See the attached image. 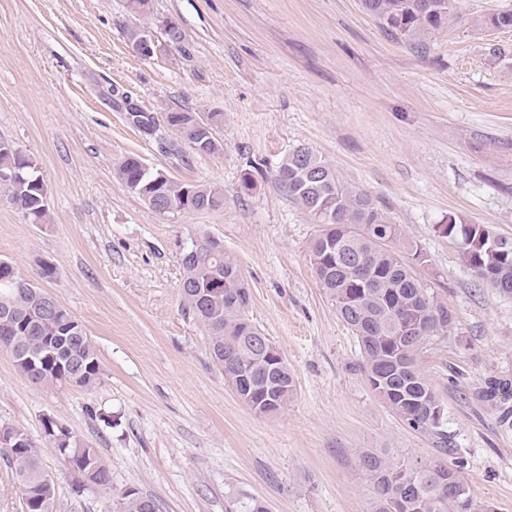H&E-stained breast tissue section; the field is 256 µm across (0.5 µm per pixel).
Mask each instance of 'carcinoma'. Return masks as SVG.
<instances>
[{
	"label": "carcinoma",
	"instance_id": "1",
	"mask_svg": "<svg viewBox=\"0 0 512 512\" xmlns=\"http://www.w3.org/2000/svg\"><path fill=\"white\" fill-rule=\"evenodd\" d=\"M460 2L363 0V6L392 34L417 42L457 18ZM480 24L486 29H511L512 11L491 12ZM148 118L152 125L164 121L198 152L217 151L214 132L224 125L222 112L211 113L206 128L198 124L195 112H167L161 119L150 114ZM117 174L154 210L159 200L168 213L224 206L220 189L174 181L162 170L145 169L136 156L121 160ZM275 181L320 225L308 245L309 261L336 311L355 332L371 390L405 425L436 438L441 454L450 455L444 424H436L432 417L440 400L421 368L420 352L430 338L448 331L452 316L430 296L404 259L408 254L416 262H425L422 249L390 220L379 202L340 178L336 169L305 146L296 147L281 161ZM0 186L32 223H43L46 187L33 162L2 139ZM454 228L465 267L487 286L512 296V239H484L473 225L461 221ZM182 268L183 300L207 327L209 349L226 345L234 350L225 372L247 384L248 389L240 390L244 404L260 413L284 409L294 397L295 380L289 370L267 360L255 340L262 332L248 317L246 284L233 294L224 293L218 301L203 303L196 298L197 289L207 285L216 269L226 276L239 272L234 257L192 244L183 255ZM55 302V297L16 271L0 272V308L15 311L9 333H0V348L30 356L34 364L16 367L38 384L90 388L101 373L95 348L84 326ZM44 430L58 450L73 458L76 488L97 489L106 500L105 512H145L146 497L137 492L116 502L111 499L112 477L94 448L86 444L75 450L77 436H68L66 428L51 419L45 421ZM8 462L21 486L26 512H52L55 486L47 479L33 442L23 440L8 455ZM360 464L371 480L366 512H484L485 502L471 494L459 471L443 463L417 466L370 452L360 457ZM229 512H268V508L256 498L236 497Z\"/></svg>",
	"mask_w": 512,
	"mask_h": 512
}]
</instances>
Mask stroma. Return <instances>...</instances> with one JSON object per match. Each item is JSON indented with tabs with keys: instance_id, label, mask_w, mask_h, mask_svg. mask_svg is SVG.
I'll list each match as a JSON object with an SVG mask.
<instances>
[{
	"instance_id": "stroma-1",
	"label": "stroma",
	"mask_w": 512,
	"mask_h": 512,
	"mask_svg": "<svg viewBox=\"0 0 512 512\" xmlns=\"http://www.w3.org/2000/svg\"><path fill=\"white\" fill-rule=\"evenodd\" d=\"M512 0H461L460 17L418 45L388 36L362 0H0V138L47 188L44 223L0 189V261L85 327L97 384L46 388L0 350V428L23 431L55 486L53 512H103L44 433L52 419L96 448L112 492L133 487L160 512H226L249 496L269 512H365L367 451L460 467L471 493L512 512V297L477 281L438 227L456 217L512 238V29L479 21ZM183 40L168 42L165 21ZM152 31L142 58L132 34ZM154 116L224 115L214 154ZM367 192L427 260L414 270L454 323L421 351L457 456L408 428L370 389L357 339L308 257L318 226L274 181L297 146ZM138 156L179 182L219 188L218 210L161 214L116 175ZM252 169L255 186L240 176ZM219 238L250 292L249 317L296 383L288 407L243 404L184 306L182 257ZM56 268L42 279L43 263Z\"/></svg>"
}]
</instances>
